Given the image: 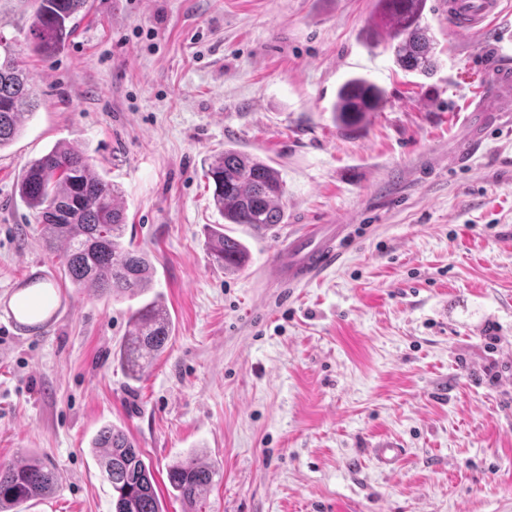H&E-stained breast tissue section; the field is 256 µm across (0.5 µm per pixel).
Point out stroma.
Instances as JSON below:
<instances>
[{"mask_svg": "<svg viewBox=\"0 0 512 512\" xmlns=\"http://www.w3.org/2000/svg\"><path fill=\"white\" fill-rule=\"evenodd\" d=\"M66 49L27 56L38 106L0 149V460L50 464L24 512H112L90 447L104 425L140 448L165 512L166 470L219 467L206 512H512V0L452 34L427 0L440 63L395 66L376 0H89ZM34 0H0L25 50ZM385 102L338 130L339 86ZM60 142L115 184L126 239L174 322L130 379L112 359L143 297L63 283L17 178ZM234 148L275 167L282 223L224 224L205 173ZM304 224H348L343 257L289 290L268 276ZM248 249L215 267L208 233ZM46 294L29 332L18 305ZM405 454L394 469L370 451Z\"/></svg>", "mask_w": 512, "mask_h": 512, "instance_id": "35a3bbf8", "label": "stroma"}]
</instances>
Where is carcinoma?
<instances>
[{
	"instance_id": "carcinoma-1",
	"label": "carcinoma",
	"mask_w": 512,
	"mask_h": 512,
	"mask_svg": "<svg viewBox=\"0 0 512 512\" xmlns=\"http://www.w3.org/2000/svg\"><path fill=\"white\" fill-rule=\"evenodd\" d=\"M87 5L88 0H35L28 51L45 61L56 57ZM377 7L395 64L406 72L432 74L436 42L422 25L426 0H377ZM382 104L383 91L375 83L353 76L339 87L332 105L336 126L357 131ZM36 107L34 84L20 53L0 34V149L14 140L25 116ZM206 176L213 182V201L226 223L257 228L282 223L285 186L264 161L226 149L212 159ZM18 195L36 213L46 249L62 250L60 263L72 286L94 298L136 296L151 288L154 267L149 255L122 241L125 211L120 191L96 171L85 152L60 144L28 162L18 181ZM210 259L221 268L237 270L245 265L247 251L220 232ZM172 331L170 313L157 295L131 313L126 339L112 359L135 377L165 350ZM92 444L112 484L113 512H162L150 467L122 429L105 425ZM219 472L192 456L168 465L169 487L186 506L184 512H203ZM54 485V469L37 458L0 461V512H19L21 505L49 495Z\"/></svg>"
}]
</instances>
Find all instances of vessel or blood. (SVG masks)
Here are the masks:
<instances>
[{
	"label": "vessel or blood",
	"mask_w": 512,
	"mask_h": 512,
	"mask_svg": "<svg viewBox=\"0 0 512 512\" xmlns=\"http://www.w3.org/2000/svg\"><path fill=\"white\" fill-rule=\"evenodd\" d=\"M502 0H442L452 33H478L501 12ZM348 227L344 224H310L276 256L270 272L271 282L280 288L317 277L333 265L345 251Z\"/></svg>",
	"instance_id": "vessel-or-blood-1"
}]
</instances>
